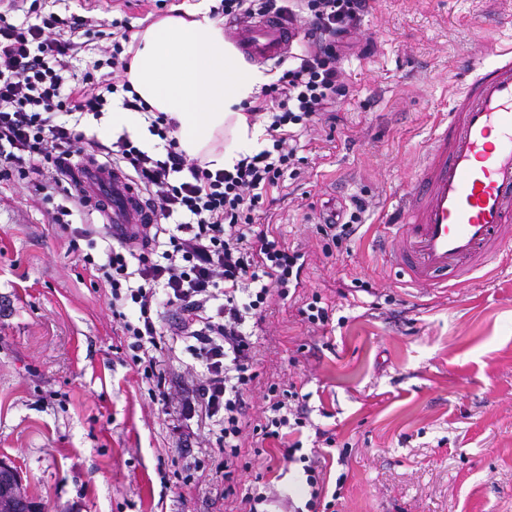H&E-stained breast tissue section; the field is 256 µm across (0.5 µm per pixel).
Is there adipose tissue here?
Returning <instances> with one entry per match:
<instances>
[{
  "label": "adipose tissue",
  "mask_w": 512,
  "mask_h": 512,
  "mask_svg": "<svg viewBox=\"0 0 512 512\" xmlns=\"http://www.w3.org/2000/svg\"><path fill=\"white\" fill-rule=\"evenodd\" d=\"M137 40L128 79L151 110L176 121L183 150L215 171L231 168L257 147L263 130L249 125L239 106L274 77L241 59L208 7L165 17ZM226 131L230 144L216 149V137Z\"/></svg>",
  "instance_id": "ef3b65f1"
}]
</instances>
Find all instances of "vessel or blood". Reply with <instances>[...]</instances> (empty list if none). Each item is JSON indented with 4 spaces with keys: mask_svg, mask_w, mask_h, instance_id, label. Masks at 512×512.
I'll list each match as a JSON object with an SVG mask.
<instances>
[{
    "mask_svg": "<svg viewBox=\"0 0 512 512\" xmlns=\"http://www.w3.org/2000/svg\"><path fill=\"white\" fill-rule=\"evenodd\" d=\"M234 41L254 62L283 57L296 32L286 19L236 28ZM79 195L104 207L112 237L127 241L154 223L153 208L118 167L92 161L70 176ZM399 244L388 262L418 288L469 281L512 253V49L476 70L450 119L432 138L425 164L403 187L396 208Z\"/></svg>",
    "mask_w": 512,
    "mask_h": 512,
    "instance_id": "b4317fda",
    "label": "vessel or blood"
}]
</instances>
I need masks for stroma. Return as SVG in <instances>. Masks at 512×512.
<instances>
[{"instance_id": "stroma-1", "label": "stroma", "mask_w": 512, "mask_h": 512, "mask_svg": "<svg viewBox=\"0 0 512 512\" xmlns=\"http://www.w3.org/2000/svg\"><path fill=\"white\" fill-rule=\"evenodd\" d=\"M67 18L153 24L147 0H40ZM512 45V0H373L343 52L349 93L302 137L304 161L261 223L306 254L301 283L257 327L258 418L273 383L295 381L334 441V512H512V255L469 283L425 291L387 261L397 191L420 170L436 123L471 69ZM371 206L358 233L317 231L330 211ZM33 185H0V461L39 512H233L208 471L178 478L185 449L132 367L129 341ZM331 309L314 329L312 294ZM270 482L303 506L300 465L246 448L241 485ZM321 297L317 294H313L311 301L304 304L305 308H301V315L303 320L308 324L316 327L325 326L330 320L328 306H320Z\"/></svg>"}]
</instances>
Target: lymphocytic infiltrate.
Segmentation results:
<instances>
[{
  "label": "lymphocytic infiltrate",
  "instance_id": "obj_1",
  "mask_svg": "<svg viewBox=\"0 0 512 512\" xmlns=\"http://www.w3.org/2000/svg\"><path fill=\"white\" fill-rule=\"evenodd\" d=\"M370 2L218 0L211 7V15L239 25L261 16L286 18L304 39L301 52L263 88L261 101L246 109L252 117L268 114L269 146L217 171L180 148L175 123L161 112L148 118L150 134L159 139L151 149L126 133L106 145L81 130L83 117L100 118L117 95L124 110L146 113L127 79V22L113 21L111 46L94 71L79 77L70 63L80 48L78 35L92 19L71 22L50 12L14 25L0 13V182L32 180L51 223L70 242H103L105 262L79 253L83 270L131 339V361L148 382L151 400L175 420L197 419L204 439L214 440L221 460L213 485L222 498L239 496L241 512H270L275 499L264 484L235 489L236 463L250 442H273L285 462L301 463L308 498L292 512H319L325 492L318 454H302L296 437L308 424L296 383L282 391L269 388L261 422L250 421L258 377L251 326L264 321L274 298H287L286 288L299 280L305 262L303 253L280 248L256 218L298 162L301 137L346 97L340 49ZM103 67L110 68V78L95 77ZM88 152L119 166L148 195L157 221L143 225L140 244L113 241L109 230L90 224L74 226L88 203L64 180ZM166 336L188 343L198 362L175 388L167 378Z\"/></svg>",
  "mask_w": 512,
  "mask_h": 512
}]
</instances>
